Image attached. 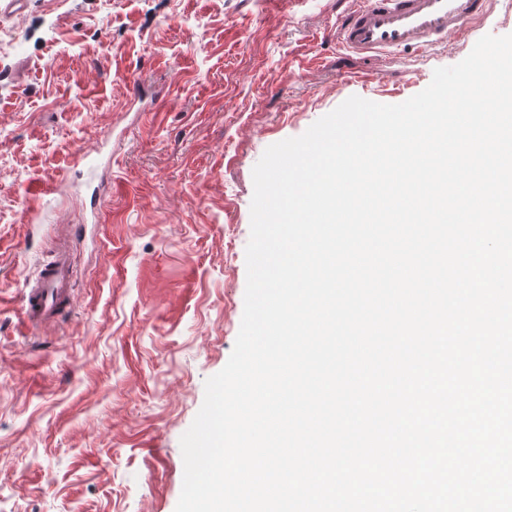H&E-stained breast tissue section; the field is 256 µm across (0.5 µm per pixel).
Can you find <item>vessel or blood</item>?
<instances>
[{
  "label": "vessel or blood",
  "instance_id": "1",
  "mask_svg": "<svg viewBox=\"0 0 512 512\" xmlns=\"http://www.w3.org/2000/svg\"><path fill=\"white\" fill-rule=\"evenodd\" d=\"M489 0H353L336 24L345 50L370 58L406 50L427 52L448 35L467 36L469 23L485 17ZM74 266L68 244L56 243L22 293L24 322L55 325L72 309Z\"/></svg>",
  "mask_w": 512,
  "mask_h": 512
}]
</instances>
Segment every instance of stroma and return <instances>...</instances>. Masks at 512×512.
Here are the masks:
<instances>
[{
  "label": "stroma",
  "instance_id": "obj_1",
  "mask_svg": "<svg viewBox=\"0 0 512 512\" xmlns=\"http://www.w3.org/2000/svg\"><path fill=\"white\" fill-rule=\"evenodd\" d=\"M351 5L25 0L0 19V512H175L180 438L241 325L265 149L512 34V0H492L427 56L363 59L336 46ZM52 183L29 223V188ZM62 224L73 311L33 332L22 288Z\"/></svg>",
  "mask_w": 512,
  "mask_h": 512
}]
</instances>
